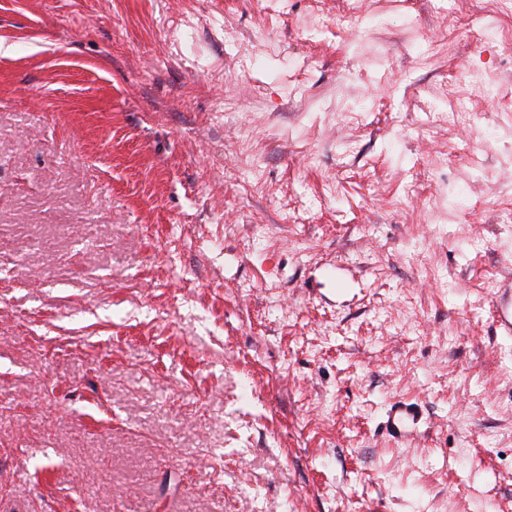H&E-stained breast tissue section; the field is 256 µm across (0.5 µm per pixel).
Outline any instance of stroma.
I'll return each mask as SVG.
<instances>
[{
	"label": "stroma",
	"mask_w": 512,
	"mask_h": 512,
	"mask_svg": "<svg viewBox=\"0 0 512 512\" xmlns=\"http://www.w3.org/2000/svg\"><path fill=\"white\" fill-rule=\"evenodd\" d=\"M511 98L491 0H0V512H512ZM418 418L417 406L411 403L399 401L395 403L388 416L386 428L395 437H402L408 433L409 422L415 423Z\"/></svg>",
	"instance_id": "stroma-1"
}]
</instances>
